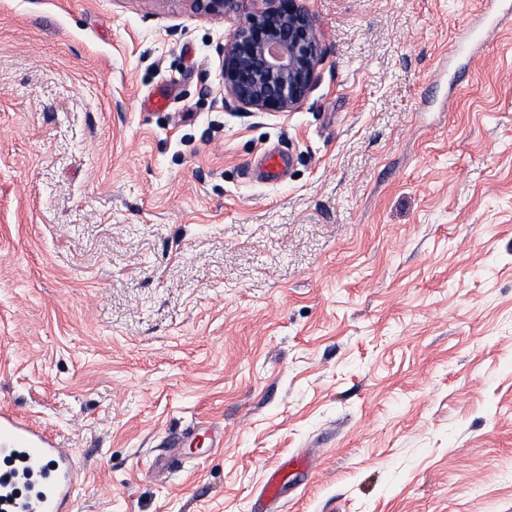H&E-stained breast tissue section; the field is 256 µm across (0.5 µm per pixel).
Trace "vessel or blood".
Returning a JSON list of instances; mask_svg holds the SVG:
<instances>
[{
	"instance_id": "1",
	"label": "vessel or blood",
	"mask_w": 512,
	"mask_h": 512,
	"mask_svg": "<svg viewBox=\"0 0 512 512\" xmlns=\"http://www.w3.org/2000/svg\"><path fill=\"white\" fill-rule=\"evenodd\" d=\"M504 0H486L483 22L491 27L512 25V11L502 8ZM292 158L281 150L266 153L258 168H247V175L257 176L265 184L284 182ZM0 456L20 462L36 481L29 493L12 496L11 485H0V504L6 512H71L78 473L72 454L59 447L57 441L44 428L31 424L10 409H0ZM307 459L301 458L293 466L272 471L263 492L266 498L280 497L293 470L304 469Z\"/></svg>"
}]
</instances>
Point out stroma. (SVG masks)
I'll return each mask as SVG.
<instances>
[{
  "label": "stroma",
  "instance_id": "stroma-1",
  "mask_svg": "<svg viewBox=\"0 0 512 512\" xmlns=\"http://www.w3.org/2000/svg\"><path fill=\"white\" fill-rule=\"evenodd\" d=\"M304 2L325 61L275 113L220 105L244 15L0 0V407L72 512H252L299 455L268 512H512V27L459 55L482 0ZM292 165V157L281 150L266 153L259 162L257 179L265 184L282 183ZM307 464L308 460L304 457L292 464L290 463L286 467H278L272 471L263 488L265 497L273 501L280 498L285 486L288 484V480L293 475L292 472L304 469Z\"/></svg>",
  "mask_w": 512,
  "mask_h": 512
}]
</instances>
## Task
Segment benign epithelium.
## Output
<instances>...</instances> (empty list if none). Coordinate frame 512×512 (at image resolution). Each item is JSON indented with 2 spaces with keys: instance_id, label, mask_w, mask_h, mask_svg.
Returning a JSON list of instances; mask_svg holds the SVG:
<instances>
[{
  "instance_id": "benign-epithelium-1",
  "label": "benign epithelium",
  "mask_w": 512,
  "mask_h": 512,
  "mask_svg": "<svg viewBox=\"0 0 512 512\" xmlns=\"http://www.w3.org/2000/svg\"><path fill=\"white\" fill-rule=\"evenodd\" d=\"M198 11L224 15L253 0H193ZM223 48L224 108L293 112L314 91L325 56L320 23L301 0H262Z\"/></svg>"
}]
</instances>
